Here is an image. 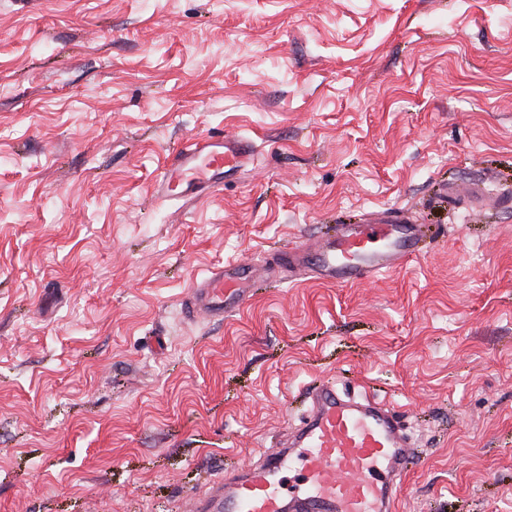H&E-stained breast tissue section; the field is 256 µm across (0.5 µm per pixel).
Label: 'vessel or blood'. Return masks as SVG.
Returning a JSON list of instances; mask_svg holds the SVG:
<instances>
[{
	"label": "vessel or blood",
	"mask_w": 512,
	"mask_h": 512,
	"mask_svg": "<svg viewBox=\"0 0 512 512\" xmlns=\"http://www.w3.org/2000/svg\"><path fill=\"white\" fill-rule=\"evenodd\" d=\"M254 153V144L238 136L190 140L168 159L151 195L203 196ZM428 231L406 210L375 211L333 236L273 255L263 272L245 261L213 269L194 284L185 311L194 319L223 317L241 308L257 281L275 283L284 273L340 286L370 281L420 254ZM309 400L275 448L192 495L194 512H399L398 492L415 455L403 412L332 382L313 386Z\"/></svg>",
	"instance_id": "1"
}]
</instances>
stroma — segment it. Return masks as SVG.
Masks as SVG:
<instances>
[{
  "instance_id": "obj_1",
  "label": "stroma",
  "mask_w": 512,
  "mask_h": 512,
  "mask_svg": "<svg viewBox=\"0 0 512 512\" xmlns=\"http://www.w3.org/2000/svg\"><path fill=\"white\" fill-rule=\"evenodd\" d=\"M254 159L157 202L187 140ZM398 271L196 279L373 211ZM320 381L419 439L401 512H512V0H0V512H188Z\"/></svg>"
}]
</instances>
